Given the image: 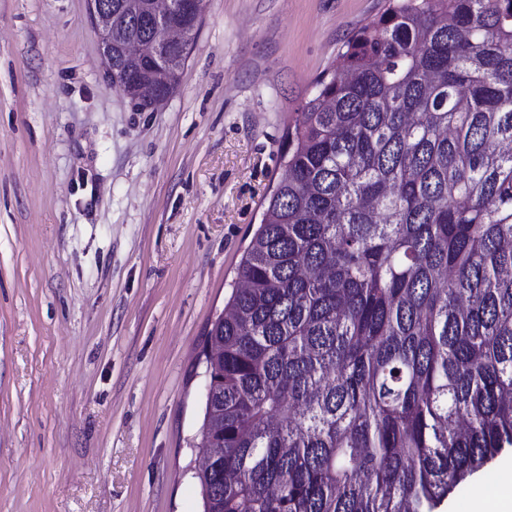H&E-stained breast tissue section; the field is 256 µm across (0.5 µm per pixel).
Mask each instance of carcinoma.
<instances>
[{
	"label": "carcinoma",
	"mask_w": 512,
	"mask_h": 512,
	"mask_svg": "<svg viewBox=\"0 0 512 512\" xmlns=\"http://www.w3.org/2000/svg\"><path fill=\"white\" fill-rule=\"evenodd\" d=\"M339 57L206 335L203 512H436L512 448V0H388Z\"/></svg>",
	"instance_id": "cac0c4a2"
}]
</instances>
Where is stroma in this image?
Here are the masks:
<instances>
[{"label":"stroma","mask_w":512,"mask_h":512,"mask_svg":"<svg viewBox=\"0 0 512 512\" xmlns=\"http://www.w3.org/2000/svg\"><path fill=\"white\" fill-rule=\"evenodd\" d=\"M385 0H207L134 111L86 0H0V512H202L205 331L301 104Z\"/></svg>","instance_id":"obj_1"}]
</instances>
